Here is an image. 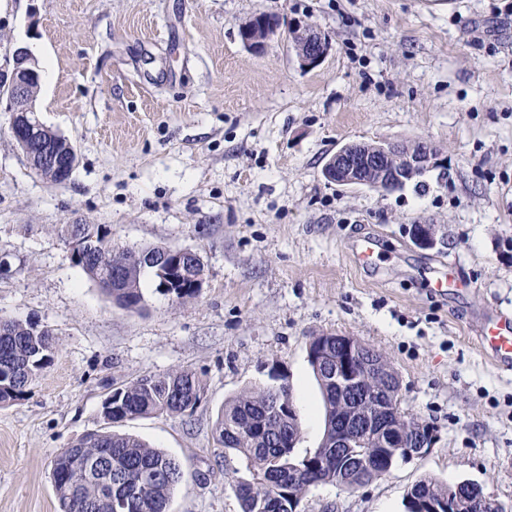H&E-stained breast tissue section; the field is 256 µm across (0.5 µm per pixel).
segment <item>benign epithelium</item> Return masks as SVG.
I'll return each instance as SVG.
<instances>
[{
  "label": "benign epithelium",
  "instance_id": "1",
  "mask_svg": "<svg viewBox=\"0 0 512 512\" xmlns=\"http://www.w3.org/2000/svg\"><path fill=\"white\" fill-rule=\"evenodd\" d=\"M296 38L290 48L304 69L318 66L324 59L329 41L315 26L301 20L291 22ZM242 43L259 52L274 36L265 32L252 35V27L242 26ZM40 83L38 66L25 47L12 54V68L7 80L0 83V95L12 112L10 132L25 154L30 167L38 175L57 184L77 165V153L67 147L56 151L43 147L42 154H31L29 137L33 134L36 97ZM443 164L440 152L427 142L410 145L386 142L352 143L341 147L323 167V177L329 182L359 185L372 189L394 191L418 178L421 174ZM413 240L422 249H432L438 243L433 224H420L412 232ZM366 345L355 336H336V366L329 371V381L336 384L340 394L336 406V442L334 448L341 457L371 472L373 469L365 449L391 448L393 456L411 459L427 454L436 442L432 427H407L394 391H385L400 382L397 372L380 353L365 357Z\"/></svg>",
  "mask_w": 512,
  "mask_h": 512
}]
</instances>
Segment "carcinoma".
Masks as SVG:
<instances>
[{
    "instance_id": "obj_1",
    "label": "carcinoma",
    "mask_w": 512,
    "mask_h": 512,
    "mask_svg": "<svg viewBox=\"0 0 512 512\" xmlns=\"http://www.w3.org/2000/svg\"><path fill=\"white\" fill-rule=\"evenodd\" d=\"M65 244L74 245L75 265L98 283L112 302L140 309L144 304L141 284L145 277L156 281L160 274L142 264L137 253L159 255L166 245L134 249L112 247V234L102 224H62L58 229ZM184 273L162 294L175 301L200 295L193 277L200 262L181 258ZM53 335L36 330L30 321H11L0 329V406L25 400L29 386L53 361ZM323 400L324 433L321 444L299 456L296 444L300 428L291 415L295 408L282 374V385L269 384L242 389L224 403L217 416L214 435L224 452L240 458L249 478L237 482L235 493L241 512H292L289 497L302 502L310 487L322 483L363 486L370 481L365 469L343 468L336 449L329 447L336 435V386L313 371ZM202 380L189 369H174L163 375L145 374L112 390V422L166 414L181 416L193 410L204 395ZM183 478L181 464L159 448L127 434L95 432L84 435L55 456L51 479L60 512H115L117 501L126 502L125 512H169L171 495ZM413 499H446L448 495L469 498L464 484H448L427 477L410 488Z\"/></svg>"
}]
</instances>
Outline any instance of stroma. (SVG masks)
<instances>
[{
	"instance_id": "obj_1",
	"label": "stroma",
	"mask_w": 512,
	"mask_h": 512,
	"mask_svg": "<svg viewBox=\"0 0 512 512\" xmlns=\"http://www.w3.org/2000/svg\"><path fill=\"white\" fill-rule=\"evenodd\" d=\"M316 26L331 48L301 69L287 31L264 51L240 26L260 14ZM37 59L41 121L79 162L62 185L30 168L0 99V321L47 326L58 346L26 400L0 407V512H60L50 469L88 432L132 434L177 459L170 512H241L244 465L217 447L225 399L288 374L297 454L323 436L311 337L345 334L398 372L400 406L432 425L420 458L353 491L312 487L303 512H405L434 476L471 481L512 512V371L476 339L512 315V0H0V74ZM426 141L442 167L386 192L327 182L352 142ZM106 225L121 248L197 252L206 281L179 304L144 279L145 305L112 302L76 266L61 224ZM415 224L438 228L414 245ZM378 239L374 267L351 247ZM456 266L462 291H430ZM197 373L181 416L107 423L104 395L144 374Z\"/></svg>"
}]
</instances>
